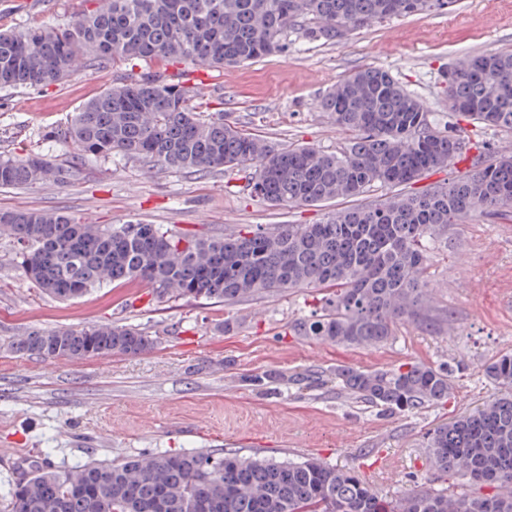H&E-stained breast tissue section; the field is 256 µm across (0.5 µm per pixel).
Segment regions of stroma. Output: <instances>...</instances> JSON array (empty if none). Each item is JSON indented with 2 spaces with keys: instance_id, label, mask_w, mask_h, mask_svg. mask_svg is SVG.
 I'll use <instances>...</instances> for the list:
<instances>
[{
  "instance_id": "1",
  "label": "stroma",
  "mask_w": 512,
  "mask_h": 512,
  "mask_svg": "<svg viewBox=\"0 0 512 512\" xmlns=\"http://www.w3.org/2000/svg\"><path fill=\"white\" fill-rule=\"evenodd\" d=\"M81 0H0V29L73 22ZM512 49V0H454L445 11L381 21L338 44L291 35L287 53L204 76L206 100L225 119L282 147L310 143L327 152L347 139L318 107L322 94L354 70H388L440 124L470 140L512 150V134L457 122L444 94L448 70L490 50ZM123 65L82 70L40 89L0 90V153L51 155L52 141L87 100L127 77ZM244 173L172 172L116 155L83 160L67 185L0 188V209H52L97 224L144 221L169 231L226 232L238 224H312L321 207H272L250 197ZM430 321L398 326L377 348L331 345L291 335L319 295L265 293L238 303L224 331V306L206 300L159 302L141 282L113 283L59 301L33 288L0 242V488L33 467H71L155 451L223 448L259 458H318L356 468L379 494L435 484L423 438L435 425L473 410L492 391L485 362L512 354V221L472 216L449 228L430 255ZM112 321L153 340L139 356L44 361L15 352L13 340L41 328ZM424 363L452 370L448 401L389 412L350 398L338 367ZM268 369L283 384L250 385Z\"/></svg>"
}]
</instances>
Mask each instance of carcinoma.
Returning <instances> with one entry per match:
<instances>
[{
  "label": "carcinoma",
  "mask_w": 512,
  "mask_h": 512,
  "mask_svg": "<svg viewBox=\"0 0 512 512\" xmlns=\"http://www.w3.org/2000/svg\"><path fill=\"white\" fill-rule=\"evenodd\" d=\"M69 25L0 32V90L43 88L80 68L122 61L140 72L84 103L52 137L77 158L119 153L173 171L248 173V194L272 206L347 205L315 224H241L227 234L170 233L142 222L92 224L48 210H0V237L16 244L27 281L61 301L138 280L159 300L233 305L255 293L323 292L320 306L289 326L305 339L377 347L395 326L429 319L432 244L471 215L512 217V155L481 152L451 180L414 191L431 173L467 161L464 136L440 128L422 100L386 70L342 78L318 101L349 138L338 151L279 147L202 107L187 71L250 63L288 50V36L340 43L354 31L447 9L453 0H88ZM164 62L177 73L154 70ZM448 109L512 132V52L472 56L452 68ZM77 163L44 154H0V187L65 184ZM373 187L397 193L369 199ZM142 330L97 323L35 329L12 348L44 360L137 356ZM493 392L478 408L426 433L435 471L492 492L444 488L375 492L352 467L317 459L257 458L222 449L161 451L120 462L90 459L61 470L37 466L8 493V512H512V354L489 359ZM266 370L251 382L277 385ZM340 390L385 410L448 401L452 375L423 363L336 369Z\"/></svg>",
  "instance_id": "obj_1"
}]
</instances>
